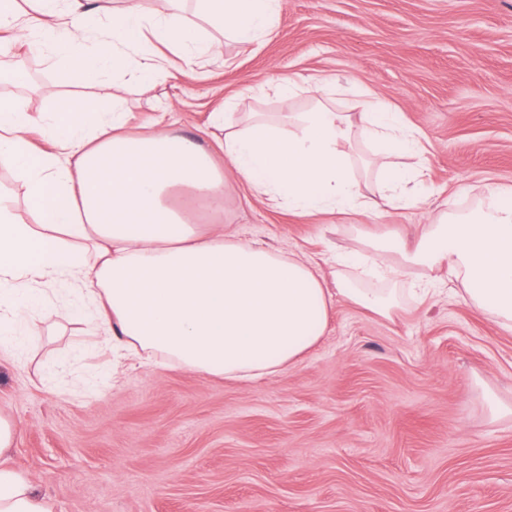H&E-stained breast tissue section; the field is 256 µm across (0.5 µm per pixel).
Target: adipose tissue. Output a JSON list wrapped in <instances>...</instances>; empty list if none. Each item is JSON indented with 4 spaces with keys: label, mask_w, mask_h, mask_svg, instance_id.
<instances>
[{
    "label": "adipose tissue",
    "mask_w": 512,
    "mask_h": 512,
    "mask_svg": "<svg viewBox=\"0 0 512 512\" xmlns=\"http://www.w3.org/2000/svg\"><path fill=\"white\" fill-rule=\"evenodd\" d=\"M0 0V51L45 56L57 80L41 94L54 108L40 143L28 138L20 98L0 97V161L10 165L38 217L26 224L0 195V363L14 360L21 335L49 319L70 320L74 304L52 305L47 287L70 283L89 298L95 331L138 361L231 380L282 372L320 339L336 298L389 314L391 293L340 279L328 289L317 264L224 232V171L273 208L297 215L384 213L416 201L418 172L405 165L423 147L402 112L370 97L362 112L331 105V78L285 77L282 101L299 91L300 112H210L198 135L164 127L129 129L120 90L149 92L200 75L224 59L225 41L247 50L275 27L280 0ZM85 81L95 99L62 94ZM375 143L377 185L351 174L356 141ZM185 193L211 217L192 223L173 203ZM370 248L388 275L448 271L467 301L512 331V187L486 202L441 215L412 239ZM0 512H50L23 474L0 466Z\"/></svg>",
    "instance_id": "obj_1"
}]
</instances>
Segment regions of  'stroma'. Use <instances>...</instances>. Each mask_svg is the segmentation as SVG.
<instances>
[{
  "mask_svg": "<svg viewBox=\"0 0 512 512\" xmlns=\"http://www.w3.org/2000/svg\"><path fill=\"white\" fill-rule=\"evenodd\" d=\"M141 94L131 128L185 129L209 112H282L280 78H335L333 104L365 96L398 107L426 146L423 204L381 216H297L268 207L234 174L224 232L319 264L336 286V251L415 235L444 211L512 185V0H280L255 50ZM33 94L52 70L22 60ZM381 317L337 301L320 341L281 374L233 382L110 358L85 322L51 323L0 365V414L17 426L0 464L21 471L52 512H512V332L441 275L426 300L416 279ZM113 361L117 378L101 369Z\"/></svg>",
  "mask_w": 512,
  "mask_h": 512,
  "instance_id": "stroma-1",
  "label": "stroma"
}]
</instances>
